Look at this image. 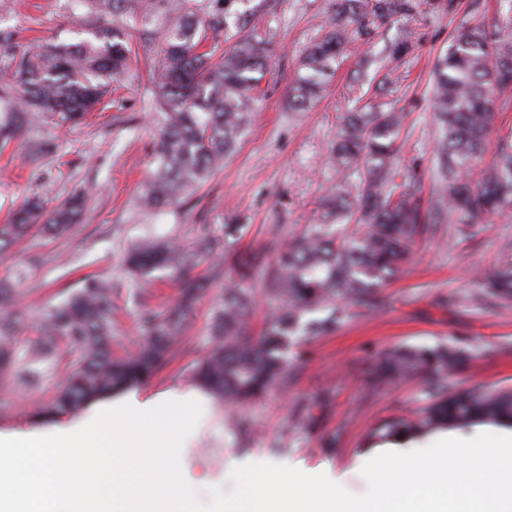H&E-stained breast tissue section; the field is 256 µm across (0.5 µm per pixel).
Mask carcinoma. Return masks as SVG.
<instances>
[{
	"instance_id": "carcinoma-1",
	"label": "carcinoma",
	"mask_w": 512,
	"mask_h": 512,
	"mask_svg": "<svg viewBox=\"0 0 512 512\" xmlns=\"http://www.w3.org/2000/svg\"><path fill=\"white\" fill-rule=\"evenodd\" d=\"M448 5L454 0H336V23L306 47L289 85V107H310L335 71L343 47L366 42L371 28L414 17L421 2ZM83 10V37L54 41L31 53L14 33L0 29V146L17 140L42 117L60 126L78 125L108 94L112 82L131 67L133 48L146 42L158 51L149 68L159 119L154 135L155 168L140 195L141 205L160 212L186 201L224 166L247 128L259 75L268 64L264 38L248 32L224 54L206 48L207 31L225 26L226 0H70ZM414 29L405 24L384 49L395 61L412 46ZM512 94V17L491 33L466 27L435 65L433 110L438 137L432 164L433 188L428 204L410 188L395 163L404 117L397 112L343 114L330 157L339 179L330 188L329 206L320 224H310L283 243L274 237L267 250L264 292L276 303L267 327L254 337L248 329L254 295L238 282L225 286L213 312V344L200 359L195 380L218 400L242 403L288 384V352L307 335L328 334L353 307L385 305L378 289L400 269L425 224L471 228L494 214L512 210V132L493 137V116L502 98ZM89 190L76 192L52 211L28 199L0 226V253L17 238L39 228L55 236L68 232L83 211ZM212 241L197 249L147 238L127 255L130 270L148 277L165 271L182 284V302L166 313L143 307L139 312L136 352L112 355V282L92 278L43 317L40 338L23 357L5 343L21 315L0 320V368L26 386L41 383L43 365L60 361V342L76 346L79 357L66 368L53 407L77 411L91 400L135 385L167 362L183 334L184 317L205 289L224 280V265L211 263L207 277L185 274ZM494 297L512 301V266L484 276L475 294L459 301ZM324 317L311 319L309 315ZM465 360L463 351L443 344L395 347L374 366L373 383L401 376L426 377L432 402L414 417L376 429L375 440H416L441 430L479 423L512 428V390L460 393L448 390V373Z\"/></svg>"
}]
</instances>
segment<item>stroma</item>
<instances>
[{
    "label": "stroma",
    "instance_id": "1",
    "mask_svg": "<svg viewBox=\"0 0 512 512\" xmlns=\"http://www.w3.org/2000/svg\"><path fill=\"white\" fill-rule=\"evenodd\" d=\"M448 13L422 8L412 26L416 39L409 54L394 62L393 82L381 95L350 93L362 74L364 49L381 52L397 29H376L368 43L349 46L323 96L303 112L288 106V86L304 47L336 19V0H228L227 30L212 33L220 49L230 48L237 28L256 29L272 46L270 68L261 78L252 104L253 118L223 170L185 204L159 213L138 204L150 163L154 95L147 80L132 79L117 89L114 104L73 128L42 122L0 152V224L25 198L46 208L61 204L73 189L92 185L79 224L59 237L31 235L0 255V281L14 283L31 313L9 339L24 355L39 333L37 311L78 290L88 275L111 279L119 287L112 327L114 353L133 352L141 306L173 307L180 290L165 273L151 283L135 277L125 264L129 248L150 236L192 247L198 237L214 241L213 258L263 250L270 238L298 235L320 223L328 188L336 173L329 150L339 113L364 105L404 113L400 165L422 197L433 184L431 157L437 134L431 101L433 67L462 27L492 29L507 13L506 0H456ZM83 24L69 0H0V28L34 46L52 39L76 41ZM51 138V153L31 161V146ZM240 230L225 236L224 227ZM512 263V211L464 231L431 225L400 272L382 290L387 303L377 310L356 309L332 333L303 337L302 358L284 388L244 404L214 401L193 378L197 360L211 345V312L224 290L214 284L193 305L185 320V338L170 363L147 381L90 402L81 412L45 413L64 377V364H46L41 387L29 389L0 374V432L45 435L76 430L100 405L134 397L151 408L183 395L202 405L201 418L181 449V469L201 502L210 488L231 491V471L247 463L270 462L308 474H326L348 491L363 493L364 463L386 451L371 444L368 433L382 423L417 411L429 401L421 376L372 389L377 356L396 346L438 342L467 351L466 362L450 385L458 389H512V304L495 301L454 304L455 296L476 290L478 275ZM311 408L315 419L302 425L298 415ZM243 427H235V420Z\"/></svg>",
    "mask_w": 512,
    "mask_h": 512
}]
</instances>
